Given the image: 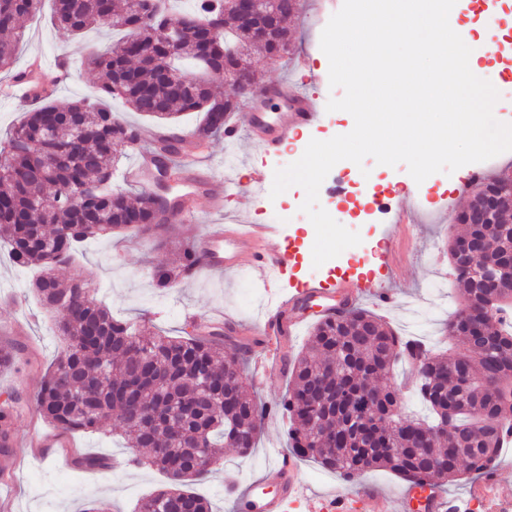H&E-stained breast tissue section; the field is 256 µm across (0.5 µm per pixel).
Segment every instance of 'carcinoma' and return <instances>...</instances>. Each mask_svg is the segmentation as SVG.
<instances>
[{
	"mask_svg": "<svg viewBox=\"0 0 512 512\" xmlns=\"http://www.w3.org/2000/svg\"><path fill=\"white\" fill-rule=\"evenodd\" d=\"M54 24L80 38L91 30L121 31L106 50L91 51L88 67L100 72L101 90L159 123L181 112H201L196 128L204 141L224 132L239 102L258 88L243 56L251 45L288 50V18L300 0H265L257 16L245 20L233 0H195L193 10L176 14L163 0H53ZM42 0H0V71L11 68L24 31L18 23L40 12ZM180 28L175 45L161 31ZM236 55L240 81L224 95L210 82L185 73L205 60L224 71V57ZM121 143H135V130L97 101L78 99L58 106L43 98L0 142V242L13 258L40 267L31 289L45 305L62 313L58 331L66 349L44 375L33 398L43 421L68 432L96 431L113 410L130 437V447L149 452L147 464L164 472L169 485L143 499L136 512H211L210 503L189 488L219 460L223 448L250 453L261 433L265 403L243 387L244 363L222 359L224 337L190 334L169 337L146 333L79 288L83 270L75 257L88 239L113 233L143 235L166 223L171 191L141 195L133 202L112 188V156ZM180 141L154 146L165 160L168 179ZM49 171L39 173L42 160ZM83 185L95 188L81 207L69 198ZM498 186L503 223L492 242L475 257L474 270L455 272L459 308L446 331L461 342L450 358L416 339H401L378 316L360 307L327 316L315 325L305 349L289 357V388L282 400L295 427L294 452L360 481L375 469L407 483L442 487L462 472L477 478L495 471L499 449L512 424V324L500 314L512 308V279H503L492 311L472 327L459 318L464 309L486 304L478 270L502 264L512 251V181L486 179L457 212L460 225L448 241V260L456 245L482 234L470 215L484 188ZM75 268L71 280L56 279L60 263ZM407 363L419 398L433 421L395 420L390 407L401 389L389 382L397 361ZM452 428L439 430L445 417ZM85 470L111 467L108 459L80 455Z\"/></svg>",
	"mask_w": 512,
	"mask_h": 512,
	"instance_id": "carcinoma-1",
	"label": "carcinoma"
}]
</instances>
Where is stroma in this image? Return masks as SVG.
<instances>
[{
	"label": "stroma",
	"mask_w": 512,
	"mask_h": 512,
	"mask_svg": "<svg viewBox=\"0 0 512 512\" xmlns=\"http://www.w3.org/2000/svg\"><path fill=\"white\" fill-rule=\"evenodd\" d=\"M304 2L303 11L288 21L292 37L287 54L272 60L260 49L250 50L248 61L262 84L288 78L305 85V71L293 69L295 58L301 55L306 56L308 69L328 74L329 61L320 49V35L331 13L320 10L318 0ZM490 9L500 14V25L506 31L498 51L502 70L494 115L499 121L512 123V0H479L473 13L478 16ZM23 25L25 38L16 51L14 70L25 69L36 55L50 68L60 59H67L69 77L54 96L57 104L99 97L128 124L152 127V120L133 112L122 100L101 97L98 74L82 63L86 48L105 49L112 41L111 34L92 31L81 39L71 37L57 28L47 7L24 20ZM297 159V148L291 142L269 154H253L247 139L230 143L220 136L211 138L206 150L210 174L216 182H231L224 193L223 211H211L208 194L201 193L192 219L177 225L173 234L155 233L133 239L118 235L85 243L79 262L88 271L93 288L99 289L100 299L119 317L138 320L151 331L174 337L180 336L187 316L192 314L221 313L241 324L259 321L264 311L252 303L250 286L255 278L250 273H202L189 281L179 280L169 288L153 284L156 269L180 267L183 250L208 225L231 224L245 217L256 224L280 225L281 233L270 245L290 259L283 279L285 289L293 290L309 281L332 288L343 277L363 285L383 286L395 296L391 307H379L371 296L362 298L361 305L379 312L391 327H399L406 311L425 301L433 281L451 272L444 245L452 224L434 219L433 213L441 209L453 213L466 203L469 193L463 181L440 172L433 174L431 180L418 183L406 164L383 168L373 158H365L364 167L381 173L390 185L384 193L385 200L393 201L399 191L411 193L420 221L406 224L395 220L392 211L371 210L364 223L356 227L361 236L358 250H344L317 267L312 259L299 253L301 241L292 235L294 225L308 221L299 210L304 190L294 186L264 202L250 201L247 195L252 168L260 167L271 174ZM388 251L393 260L387 266L382 256ZM35 275V269L18 267L7 250L0 249V328L22 322L29 330L28 335L16 339L21 352L15 368L0 372V402L10 394L19 398L10 427L13 439L19 441L49 430L36 413L32 399L63 345L57 331L59 313L43 306L30 289ZM286 430V417L279 415L264 422L252 454L242 456L224 449L219 465L206 478L193 482V491L210 501L212 512H234L235 491L269 463L272 450L286 449ZM72 439L74 450L43 448L20 459L0 450V512H82L85 504L93 500L105 501L112 512H134L141 499L167 483L156 468L129 465L128 439L117 420H109L96 432L73 434ZM76 453L108 457L113 467L104 471L77 469L72 459Z\"/></svg>",
	"instance_id": "obj_1"
}]
</instances>
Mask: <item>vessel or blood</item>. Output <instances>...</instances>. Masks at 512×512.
Returning <instances> with one entry per match:
<instances>
[{
    "label": "vessel or blood",
    "instance_id": "vessel-or-blood-1",
    "mask_svg": "<svg viewBox=\"0 0 512 512\" xmlns=\"http://www.w3.org/2000/svg\"><path fill=\"white\" fill-rule=\"evenodd\" d=\"M319 112L315 101L288 82L265 85L248 98L245 123L228 125L224 138L235 141L240 131H247L251 147L266 152L280 146L295 132L317 123ZM157 162L146 153L140 162L125 175L128 184L147 187ZM185 190L171 208L169 219L181 222L193 209L198 191L209 182L199 174L184 178ZM278 231L274 224H216L208 229L193 246L194 261L191 273L207 270L213 273L249 271L257 275L267 288L278 287L288 268L285 253L269 248L267 240ZM357 283L342 281L333 288L311 284L299 294L278 298L273 312L267 314L259 326L265 338L277 347H284L296 328L306 322L335 314L338 303L360 296ZM300 470L296 457L280 453L248 484L237 501L238 512H279L283 501L304 497L308 489L296 482ZM379 496L373 486L364 484L356 488L331 491L313 498L314 512H378ZM453 512L452 501L429 484L413 485L397 496L395 512Z\"/></svg>",
    "mask_w": 512,
    "mask_h": 512
}]
</instances>
